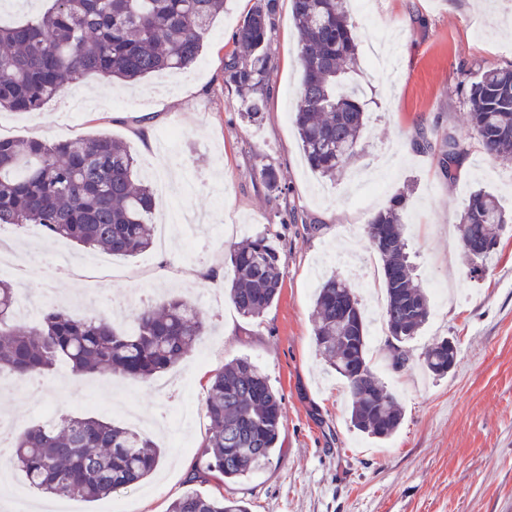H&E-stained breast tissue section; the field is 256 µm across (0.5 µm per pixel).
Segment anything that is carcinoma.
Listing matches in <instances>:
<instances>
[{
	"label": "carcinoma",
	"mask_w": 512,
	"mask_h": 512,
	"mask_svg": "<svg viewBox=\"0 0 512 512\" xmlns=\"http://www.w3.org/2000/svg\"><path fill=\"white\" fill-rule=\"evenodd\" d=\"M224 0H52L36 18L0 24V108L37 110L87 75L133 81L189 68L199 57ZM277 0H255L232 35L224 58V84L241 101L243 118L260 123L272 73L269 40ZM302 70L294 122L310 166L324 176L346 170L360 150L365 125L357 86L344 76L357 58L347 0H292ZM467 98L469 121L486 156L512 159V66L483 71ZM466 154L453 128L437 154L442 175L453 181ZM259 176L268 190L288 188L269 167ZM153 189L136 180L129 147L108 133L48 143L0 137V224H38L50 239H66L114 257H132L153 243ZM508 217L493 193L469 195L459 219L461 249L470 272H484L488 250L471 258L466 238L498 243ZM380 256L390 360L400 370L411 360L405 342L431 316L427 295L414 282L403 237L401 200L377 214L366 230ZM233 280L227 296L244 317L259 318L278 299L283 258L271 237L258 235L230 250ZM351 285L331 275L317 288L313 342L318 355L348 386L350 423L359 432L388 439L403 421L398 397L376 377L366 358L367 327L359 302L350 321L337 313ZM15 291L0 281V375L35 377L64 363L80 374L106 370L148 380L172 366L205 334L199 309L172 297L132 314L120 330L105 317H79L60 304L40 308L35 321L15 320ZM423 370L443 377L454 368L450 339L426 346ZM282 397L248 357H237L208 377L204 400L208 435L192 480L212 482L216 493L191 490L167 512H249L224 485L273 463ZM160 449L144 435L96 417H62L15 437L11 461L29 486L42 493L94 501L147 478Z\"/></svg>",
	"instance_id": "obj_1"
}]
</instances>
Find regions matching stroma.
I'll use <instances>...</instances> for the list:
<instances>
[{"label":"stroma","instance_id":"1","mask_svg":"<svg viewBox=\"0 0 512 512\" xmlns=\"http://www.w3.org/2000/svg\"><path fill=\"white\" fill-rule=\"evenodd\" d=\"M255 0H227L210 24L204 48L187 71L149 76L129 86L90 75L36 113L0 112V137L58 141L104 131L125 141L140 179H149L156 146L168 129L182 140L161 177L178 184L196 181L189 206L213 211L196 224H166L169 200L156 203L163 239L129 258L97 253L103 272L84 268L88 254L70 241L46 239L35 224L0 228V243L20 252L60 247L78 264V274L49 278L37 265H0V280L27 293L19 310L31 322L38 309L63 303L80 316H111L126 297L154 289L157 297H193L209 332V350L192 349L166 377L170 400L152 383L118 375H76L57 366L40 376V390L26 381L0 378V421L14 433L59 419L88 415L126 426L120 403H134L145 436L163 452L147 480L118 497L68 500L64 512H110L123 499L131 512H166L193 484L189 477L207 434L203 374L239 356H249L282 397L277 462L225 494L245 499L250 512H512V224L503 231L486 271L473 276L458 239V218L470 193L482 188L512 210V162L481 154L467 115L466 91L483 70L512 65V22L491 20L475 0H350L358 59L349 78L362 85L369 112L362 149L351 163L358 173L377 167L390 147L398 163L383 196L359 199L350 180L324 181L310 168L289 114L301 80L298 34L291 0H278L271 34L272 75L261 124L240 115L238 96L224 83L231 37ZM393 47L398 65L387 78L368 64L371 40ZM455 127L466 154L456 180L442 176L432 156L417 149L420 128ZM273 167L288 187L286 198L270 195L258 177ZM402 199L404 239L423 289L444 279L454 300L433 311L408 342L412 354L442 338L454 339L457 363L434 378L411 363L389 365L387 346L370 349L374 373L394 391L404 419L382 443L358 435L349 423V395L342 379L319 357L312 341L314 288L319 274L345 276L323 264L340 245L357 249L373 287L382 290L379 257L365 229L374 216ZM321 225L319 234L307 232ZM270 233L285 261L278 301L261 318L240 315L224 296L233 271L230 246ZM218 272L198 279L200 261Z\"/></svg>","mask_w":512,"mask_h":512}]
</instances>
